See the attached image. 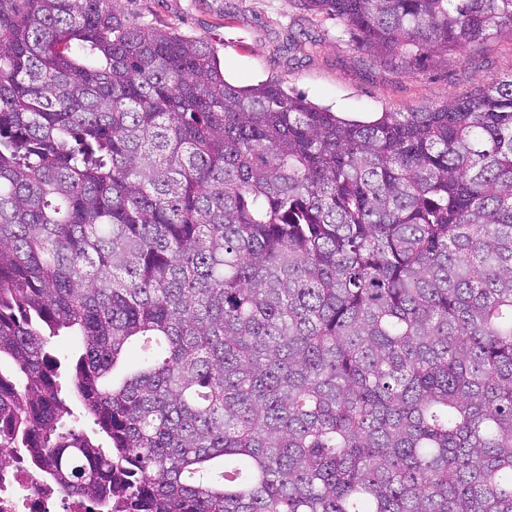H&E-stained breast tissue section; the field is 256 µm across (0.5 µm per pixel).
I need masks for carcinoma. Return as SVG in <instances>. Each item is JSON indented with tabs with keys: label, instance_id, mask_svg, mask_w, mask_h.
Listing matches in <instances>:
<instances>
[{
	"label": "carcinoma",
	"instance_id": "cac0c4a2",
	"mask_svg": "<svg viewBox=\"0 0 512 512\" xmlns=\"http://www.w3.org/2000/svg\"><path fill=\"white\" fill-rule=\"evenodd\" d=\"M415 73L512 0H300ZM0 448L100 512H512V75L368 119L119 0H0Z\"/></svg>",
	"mask_w": 512,
	"mask_h": 512
}]
</instances>
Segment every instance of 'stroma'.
<instances>
[{"mask_svg": "<svg viewBox=\"0 0 512 512\" xmlns=\"http://www.w3.org/2000/svg\"><path fill=\"white\" fill-rule=\"evenodd\" d=\"M130 20L208 41L227 81H282L316 106L364 118L389 109L439 106L492 76L512 74V33L428 61L412 75L359 48L356 32L298 0H121Z\"/></svg>", "mask_w": 512, "mask_h": 512, "instance_id": "35a3bbf8", "label": "stroma"}]
</instances>
